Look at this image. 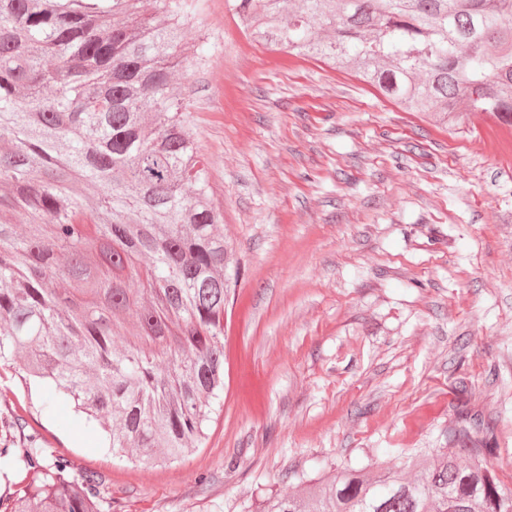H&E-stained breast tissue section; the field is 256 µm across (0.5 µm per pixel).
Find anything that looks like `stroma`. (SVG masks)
I'll return each instance as SVG.
<instances>
[{"label": "stroma", "mask_w": 512, "mask_h": 512, "mask_svg": "<svg viewBox=\"0 0 512 512\" xmlns=\"http://www.w3.org/2000/svg\"><path fill=\"white\" fill-rule=\"evenodd\" d=\"M173 76L224 213V389L178 460L113 458L84 416L0 367L49 458L111 512H245L423 448L490 449L512 488V126L448 124L192 0ZM466 440H459V431Z\"/></svg>", "instance_id": "obj_1"}]
</instances>
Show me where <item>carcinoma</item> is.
I'll use <instances>...</instances> for the list:
<instances>
[{
	"mask_svg": "<svg viewBox=\"0 0 512 512\" xmlns=\"http://www.w3.org/2000/svg\"><path fill=\"white\" fill-rule=\"evenodd\" d=\"M254 41L351 70L407 112L512 123V0H229ZM187 0H0V363L129 461L199 441L224 388L223 213L172 84ZM75 180L87 203L68 194ZM0 512H103L95 476L28 435ZM487 448L411 478L344 468L258 512H512Z\"/></svg>",
	"mask_w": 512,
	"mask_h": 512,
	"instance_id": "obj_1",
	"label": "carcinoma"
}]
</instances>
